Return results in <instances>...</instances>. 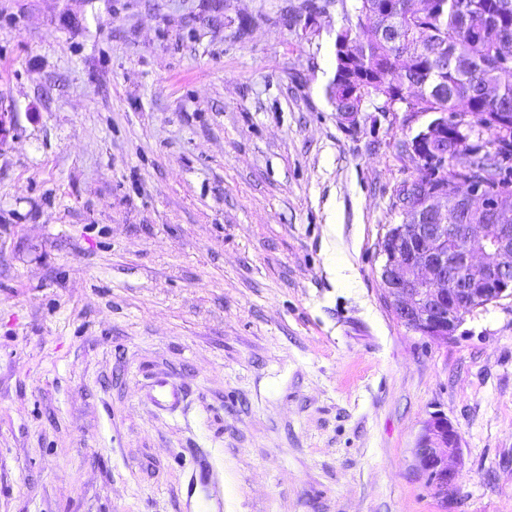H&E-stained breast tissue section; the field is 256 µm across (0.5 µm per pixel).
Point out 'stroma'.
I'll return each instance as SVG.
<instances>
[{
  "mask_svg": "<svg viewBox=\"0 0 512 512\" xmlns=\"http://www.w3.org/2000/svg\"><path fill=\"white\" fill-rule=\"evenodd\" d=\"M0 0V512H512V297L437 341L381 242L426 113L342 121L339 9ZM176 411L141 397L154 374ZM459 430L436 497L414 448ZM149 402L161 410H171L180 405L184 394L182 389L168 378H157L147 394ZM222 481L221 473L209 456H195L184 478L186 505L190 512H223Z\"/></svg>",
  "mask_w": 512,
  "mask_h": 512,
  "instance_id": "35a3bbf8",
  "label": "stroma"
}]
</instances>
